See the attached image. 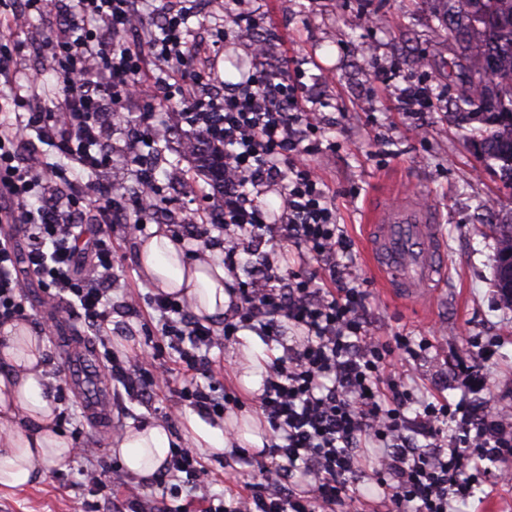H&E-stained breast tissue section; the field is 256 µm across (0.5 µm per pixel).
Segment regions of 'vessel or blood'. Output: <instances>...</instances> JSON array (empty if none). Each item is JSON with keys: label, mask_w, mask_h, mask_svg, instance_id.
Instances as JSON below:
<instances>
[{"label": "vessel or blood", "mask_w": 512, "mask_h": 512, "mask_svg": "<svg viewBox=\"0 0 512 512\" xmlns=\"http://www.w3.org/2000/svg\"><path fill=\"white\" fill-rule=\"evenodd\" d=\"M367 256L386 292L417 302L431 301L446 275L445 239L431 211L413 196L372 212L366 226ZM64 361L69 385L78 390L94 416L106 409L99 390L98 363L87 347L67 350Z\"/></svg>", "instance_id": "1"}]
</instances>
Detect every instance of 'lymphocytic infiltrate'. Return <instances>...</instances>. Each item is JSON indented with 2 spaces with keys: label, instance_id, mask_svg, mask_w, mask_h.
Segmentation results:
<instances>
[{
  "label": "lymphocytic infiltrate",
  "instance_id": "obj_1",
  "mask_svg": "<svg viewBox=\"0 0 512 512\" xmlns=\"http://www.w3.org/2000/svg\"><path fill=\"white\" fill-rule=\"evenodd\" d=\"M68 22L75 39L59 42L51 63L56 85L30 78L28 112L16 113L0 129V223L15 235L0 237V321L21 316V273L30 271L56 302L57 316L81 309L85 322L102 331L112 313L115 283L111 229L81 238L75 224L84 200L82 176L112 163L100 149L98 119L102 97L114 107L144 94L179 96L191 125L224 119L216 135L224 146V222L177 224L175 243L197 260L221 250L231 279L230 310L222 330L192 315L177 296L151 295L157 337L131 357L110 355L112 373L140 398L167 392L178 402L215 417L239 408L232 392L214 396L201 385L213 348L249 329L268 343L282 344L263 376L259 409L272 432L267 448L252 454L235 449L241 465L260 473L231 502L210 492L209 472L195 452L173 449L155 484L162 492L199 494L201 512H353L362 483L380 491L383 512H456L473 495L474 464L512 456V416L490 402L468 401V393L488 389L484 350L462 349L451 368L463 397L416 396L406 370L432 346L430 339L376 334L369 317L370 294L352 268L351 244L337 222L336 208L308 162L318 154L319 128L310 120L299 76L287 69H254L236 89L198 98L195 88L208 73L183 70L195 49L188 40L187 13L163 15L160 34H148L140 0H69ZM136 33L117 46L111 36ZM62 100L61 112L40 102ZM34 131L57 142L80 173L68 200H59L53 182L59 172L38 155L19 164L16 145ZM276 191L278 219L256 200ZM290 245L298 265L262 262L241 280L242 242ZM297 329L285 343L288 329ZM178 354L177 370L149 368L159 343ZM374 448L366 459L365 448Z\"/></svg>",
  "mask_w": 512,
  "mask_h": 512
}]
</instances>
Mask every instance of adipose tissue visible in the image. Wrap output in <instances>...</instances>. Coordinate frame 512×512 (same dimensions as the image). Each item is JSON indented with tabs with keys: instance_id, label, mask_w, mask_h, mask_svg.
I'll list each match as a JSON object with an SVG mask.
<instances>
[{
	"instance_id": "adipose-tissue-1",
	"label": "adipose tissue",
	"mask_w": 512,
	"mask_h": 512,
	"mask_svg": "<svg viewBox=\"0 0 512 512\" xmlns=\"http://www.w3.org/2000/svg\"><path fill=\"white\" fill-rule=\"evenodd\" d=\"M139 254L145 275L160 290L186 300L198 317L223 320L230 297L223 266L184 260L164 229L142 244ZM234 375L249 392L261 387L268 356L256 335L244 332ZM46 338L30 326L9 322L0 326V487L24 489L37 482L45 467H66L73 443L58 425L59 404L44 389ZM183 439L202 452L226 449L223 426L199 413L188 412ZM172 435L155 421L128 423L114 446L129 475L148 482L164 466Z\"/></svg>"
}]
</instances>
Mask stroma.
<instances>
[{
  "label": "stroma",
  "instance_id": "35a3bbf8",
  "mask_svg": "<svg viewBox=\"0 0 512 512\" xmlns=\"http://www.w3.org/2000/svg\"><path fill=\"white\" fill-rule=\"evenodd\" d=\"M205 0H189L188 27L196 43L209 53L198 56L199 68L215 72L220 82L241 81L228 62L237 56L251 64L248 39L232 31L228 41L218 38L223 8L205 9ZM64 0H51L47 14L30 13L27 25L16 29L0 25V43L13 50V62L0 77V119L16 112L11 89L24 77L40 73L54 84L57 74L45 67L42 46L61 40L68 29ZM248 8L259 18L250 39L268 43L261 63L268 69L295 60L303 82L322 120L324 149L311 159L328 186L337 218L353 243V264L371 294L370 316L381 336H425L433 347L417 374L429 389L442 390L449 400L461 397L452 382L448 361L478 336L493 355L491 397L497 405L512 407V308L502 305L494 287L497 240L490 227L512 221V194L497 172L480 164L465 139L470 124L453 105L471 67L458 44L433 15L435 0H250ZM430 80L442 95L433 111L409 114L400 110L396 92L402 79ZM167 127L169 142L156 151L145 139L143 113ZM102 143L112 152V165L95 172L96 191L120 182L127 192L137 189V176H153L169 217L221 214L222 196L205 183H193L192 162L182 140L189 125L181 111L168 102H127L121 112L104 107L100 114ZM413 193L433 210L446 239L448 272L435 301L427 308L389 299L365 256L363 224L367 209L384 197ZM146 233L117 236L116 284L112 290V317L98 336L81 315L56 320L36 276H22L24 322L34 327L54 323L47 339L48 371L63 370V352L73 345L99 346L108 342L122 354L148 340L155 328L146 297L153 289L144 277L139 246ZM98 376L111 392L105 417L88 419L79 395L63 389L60 427L73 443L94 449L89 460L72 459L67 469L45 468L42 478L22 491L0 489V512H113L112 497L83 484L82 471L92 466L115 489L130 483L121 458L104 451L124 429L127 420L151 419L179 432L183 412L173 410L167 393L151 403L141 402L122 383L113 381L107 362ZM214 479L213 492H236L241 483L258 481L257 473L237 472L234 458L203 456Z\"/></svg>",
  "mask_w": 512,
  "mask_h": 512
}]
</instances>
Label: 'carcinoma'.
I'll return each instance as SVG.
<instances>
[{"label": "carcinoma", "instance_id": "carcinoma-1", "mask_svg": "<svg viewBox=\"0 0 512 512\" xmlns=\"http://www.w3.org/2000/svg\"><path fill=\"white\" fill-rule=\"evenodd\" d=\"M438 19L448 34L463 44L473 62L475 78L455 100L457 106L479 103L485 111L465 115L477 119L471 130L478 155L487 166H496L505 186L512 189V0H452ZM191 156L197 175L224 191V150L215 147L207 131L190 135ZM499 247L495 258L512 255V222L493 225ZM495 288L512 307V272L495 265Z\"/></svg>", "mask_w": 512, "mask_h": 512}]
</instances>
